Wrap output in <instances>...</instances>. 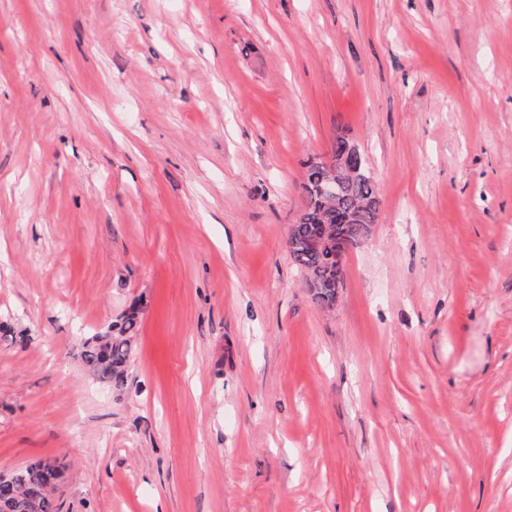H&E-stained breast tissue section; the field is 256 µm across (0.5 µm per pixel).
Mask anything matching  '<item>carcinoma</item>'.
I'll return each instance as SVG.
<instances>
[{"label":"carcinoma","mask_w":512,"mask_h":512,"mask_svg":"<svg viewBox=\"0 0 512 512\" xmlns=\"http://www.w3.org/2000/svg\"><path fill=\"white\" fill-rule=\"evenodd\" d=\"M331 153L345 159L350 168L369 170L361 153H354L351 141L336 136ZM378 187L370 176L348 179L336 198L328 204L322 197L307 191L299 220L291 225L289 237L296 243L319 238L320 247L313 250L297 248L290 253L294 265L306 277V282L319 281L321 287L312 289L315 300L328 308L336 303V289L327 284L336 281L343 270L336 269L337 242L354 243L368 234L367 226L347 220V212L361 202L376 203ZM141 304L133 302L118 322L84 339L80 358L96 380L120 390L132 357ZM63 478V466L55 461H38L0 474V500L16 505L14 512H58L54 492Z\"/></svg>","instance_id":"cac0c4a2"}]
</instances>
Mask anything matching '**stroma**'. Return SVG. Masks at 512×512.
<instances>
[{
    "instance_id": "35a3bbf8",
    "label": "stroma",
    "mask_w": 512,
    "mask_h": 512,
    "mask_svg": "<svg viewBox=\"0 0 512 512\" xmlns=\"http://www.w3.org/2000/svg\"><path fill=\"white\" fill-rule=\"evenodd\" d=\"M378 181L336 303L287 247ZM144 314L122 390L84 337ZM0 473L60 512H512V0H0ZM334 156L344 158L347 165L360 173L361 168L369 173V166L365 156L359 151L355 154L351 149V141L345 136H336L331 147ZM361 167V168H360ZM319 175L318 167L309 161L306 164V175L303 189L305 192L303 209L299 220L289 229V237L295 243L319 238L322 241L320 247L313 250L296 248L290 252L294 265L306 277L307 286L311 281L319 279L321 288H311L315 300L328 308L336 303V275L343 277V267L336 271V261L345 263L347 253L351 245H343L336 257V243L346 241L354 243L359 238L368 234L366 224H352L359 222H346L347 212L356 204L368 201L369 205L376 203L378 187L370 180V173L365 177L349 178L340 190L336 198V205L328 204L322 197L314 195L307 190L306 182H311ZM339 239V240H338ZM318 243L310 240L304 244L306 248H314ZM335 283L336 288H325L328 283ZM62 478L63 466L57 461H38L1 473L0 500L13 502V512H58L54 492Z\"/></svg>"
}]
</instances>
